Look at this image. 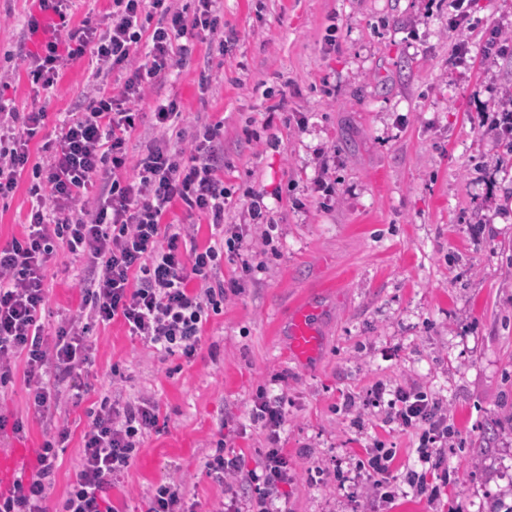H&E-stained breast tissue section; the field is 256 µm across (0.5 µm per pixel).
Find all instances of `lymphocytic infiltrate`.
I'll return each mask as SVG.
<instances>
[{"label":"lymphocytic infiltrate","instance_id":"f902f5d3","mask_svg":"<svg viewBox=\"0 0 512 512\" xmlns=\"http://www.w3.org/2000/svg\"><path fill=\"white\" fill-rule=\"evenodd\" d=\"M214 0H197L192 16L173 9L170 0H112L105 27L83 23L65 37H50L33 56V84L54 87L60 71L71 61L92 54L110 70L127 71L117 92L94 98L86 111L69 112L54 141L46 142V163L30 160L29 144L45 126L46 112L0 113V198L30 172L28 195L32 206L26 232L0 245V385L11 381V361L26 359V383L40 415L60 404L59 384L70 381L83 390L82 372L89 360L85 335L88 321L119 319L130 335L156 354L193 359L210 314L224 305L237 280L223 282L218 273L225 254H238L247 235L242 224L224 221V150L219 125L197 128L190 146L173 133L182 114L176 102L157 104L155 136L138 160L127 144L135 130L141 101L150 79L165 73L175 56L185 54L187 34L212 35L221 18ZM158 14L156 27L142 36L145 9ZM146 60L130 61L138 46ZM135 177H126L128 166ZM206 218L217 240L198 246L183 225L168 222L174 202ZM63 246L86 259L89 272L78 316L62 323L53 341H46L40 322L48 290L45 267L56 247ZM375 397H388V422L418 435V466L407 469L405 483L428 502L438 500L448 482V463L442 446L448 441V416L439 400L403 387L373 388ZM286 399L257 396L250 419L265 431L269 447L259 469L244 471L239 455L216 448L205 462L208 475L224 485V499L214 512H274L286 498L292 478L288 458L279 446L286 421ZM158 407L143 398L103 396L91 413L81 458L61 512H112L107 491L129 467L146 435L156 427ZM67 430L44 440L36 470L19 475L0 491V512H49L48 478L58 459V445ZM392 448L367 449L359 466L370 481L369 492L379 506L395 497ZM255 488L241 503L237 487Z\"/></svg>","mask_w":512,"mask_h":512}]
</instances>
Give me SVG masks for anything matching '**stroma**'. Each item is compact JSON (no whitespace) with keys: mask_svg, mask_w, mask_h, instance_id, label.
<instances>
[{"mask_svg":"<svg viewBox=\"0 0 512 512\" xmlns=\"http://www.w3.org/2000/svg\"><path fill=\"white\" fill-rule=\"evenodd\" d=\"M224 42L197 38L138 104L128 152L153 136L156 101H176L181 129L221 123L224 221L242 222L252 194L275 224V253L211 315L192 360L161 358L123 322L90 323L88 393L59 409L68 438L50 479L60 512L83 436L102 392L158 406L108 496L116 512H144L156 485L181 482L185 502L208 512L224 486L204 464L220 443L258 466L269 443L250 421L258 393L285 395L280 446L294 480L288 512H372L356 469L364 449H397L394 468L416 464L417 437L386 423L368 402L375 383L427 391L442 401L452 434L441 512H512V133L496 128L512 108V42L496 54L493 31L512 33V0H215ZM462 29L450 21L458 11ZM38 0H0V103L42 110L45 128L85 111L97 60L71 62L54 89L32 84L36 50L27 27ZM466 43L458 60L455 46ZM326 177L332 193L316 191ZM26 182L0 198V243L22 237ZM84 263L58 249L46 269L47 332L76 315ZM312 307L321 337L305 362L286 353V329ZM25 360L0 387V407L24 430L0 429V455L31 471L45 439L24 381ZM125 379L113 383V371ZM355 396L359 413L345 411Z\"/></svg>","mask_w":512,"mask_h":512,"instance_id":"1","label":"stroma"}]
</instances>
